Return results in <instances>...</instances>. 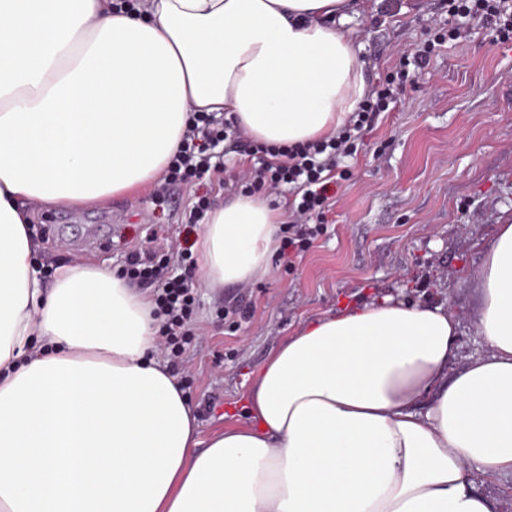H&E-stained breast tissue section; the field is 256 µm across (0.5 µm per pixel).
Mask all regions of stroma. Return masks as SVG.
Instances as JSON below:
<instances>
[{"mask_svg":"<svg viewBox=\"0 0 512 512\" xmlns=\"http://www.w3.org/2000/svg\"><path fill=\"white\" fill-rule=\"evenodd\" d=\"M447 23L445 0H362L348 27L374 85L399 51ZM345 164L349 178L335 190L326 229L303 256L274 257L271 276L245 286L216 294L199 287L195 325L205 339L187 349L177 375L197 407L201 438L243 404L252 366L341 300L447 302L459 320L456 364L487 352L474 275L478 241L512 220V43H491L477 29L445 44ZM193 203L192 191L179 189L163 202L145 190L88 207L30 205L34 224L47 229L37 265L48 283L52 268L74 261L122 270L127 251L147 245L153 231L187 224ZM237 300L253 308L250 322L219 317L224 302Z\"/></svg>","mask_w":512,"mask_h":512,"instance_id":"35a3bbf8","label":"stroma"}]
</instances>
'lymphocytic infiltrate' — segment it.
Wrapping results in <instances>:
<instances>
[{
	"instance_id": "f902f5d3",
	"label": "lymphocytic infiltrate",
	"mask_w": 512,
	"mask_h": 512,
	"mask_svg": "<svg viewBox=\"0 0 512 512\" xmlns=\"http://www.w3.org/2000/svg\"><path fill=\"white\" fill-rule=\"evenodd\" d=\"M448 14L447 28L430 30L423 43L402 52L394 71L370 90L336 136L295 146L250 141L248 149L257 163L232 176L230 187L252 194L293 186L298 200L288 210L282 234L284 247L294 256H302L323 233L331 207L330 187L335 178L348 175L341 166L343 159L357 154L362 133L372 126L375 116L400 101L407 86L414 82L413 68L428 64L443 44L467 40L477 24L489 29L495 41L512 42V0H448ZM234 132L233 124L218 128L209 114L195 113L155 189L156 198H164L176 187L196 189L189 220L198 223L210 207V197L202 192L201 185L211 174L216 148ZM150 242L147 249L130 252L123 272L130 281L152 287L154 315L160 320V351L176 365L194 336L195 260L188 244L177 246L169 238L156 235Z\"/></svg>"
}]
</instances>
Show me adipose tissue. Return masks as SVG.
<instances>
[{
	"mask_svg": "<svg viewBox=\"0 0 512 512\" xmlns=\"http://www.w3.org/2000/svg\"><path fill=\"white\" fill-rule=\"evenodd\" d=\"M112 2L0 0V512H499L469 472L512 476V223L481 245L487 353L454 366L447 304H344L256 366L204 444L149 292L78 261L44 289L25 203L150 188L194 112L292 145L368 93L354 0ZM285 220L260 195L212 209L204 284L267 278Z\"/></svg>",
	"mask_w": 512,
	"mask_h": 512,
	"instance_id": "adipose-tissue-1",
	"label": "adipose tissue"
}]
</instances>
